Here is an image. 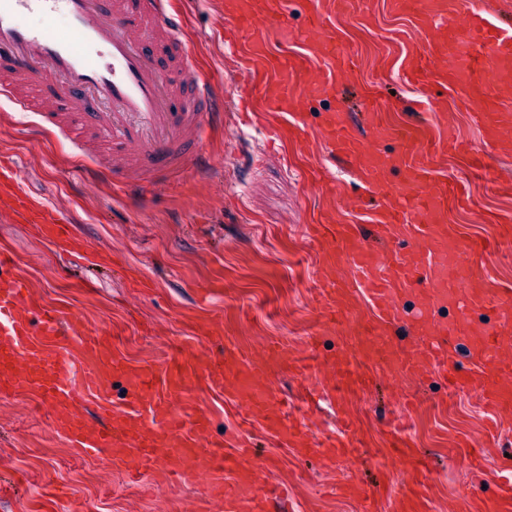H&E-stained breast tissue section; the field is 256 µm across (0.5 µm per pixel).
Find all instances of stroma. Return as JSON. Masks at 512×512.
Here are the masks:
<instances>
[{
  "instance_id": "obj_1",
  "label": "stroma",
  "mask_w": 512,
  "mask_h": 512,
  "mask_svg": "<svg viewBox=\"0 0 512 512\" xmlns=\"http://www.w3.org/2000/svg\"><path fill=\"white\" fill-rule=\"evenodd\" d=\"M356 12L326 18V31L347 45L355 69L335 97L310 100L296 121L278 131L247 126L241 98L248 85L224 45L221 0H189L184 13L187 46L208 80L222 85L229 114L199 142L219 172L216 179L188 167L161 190L110 184L87 186V165L61 135L38 132L35 115L18 111L0 94V165L14 168L26 190L61 210L72 233L92 251L110 255L95 266L84 256L62 255L28 225L0 222V249L14 272L29 279L34 297L61 315L81 313L89 326L112 334V352L131 366L148 367L189 347L204 370L221 344L246 349L262 361L269 343L294 348L288 370L267 374L275 393L292 401L291 414L313 448L298 455L281 446L258 417L242 425L245 407L231 391L200 384L196 406L184 421L205 414L210 437L226 447L246 445L240 472L224 475L235 486L241 473L256 484H281L287 512H390L391 498L405 485L420 484L418 512H476L458 495L466 483L478 496L495 498L502 487L499 466L512 456V415L490 423L478 395L449 390L443 373L388 371L356 360L372 385L344 391L328 382V364L353 358L348 322L319 323L317 298L325 253L310 226L332 210L337 223L368 232L374 215L360 206L364 190L354 170L333 158L316 139L324 113L339 108L358 130L367 127L375 96L391 102L384 120L404 126L430 122L427 95L443 110L467 153L436 160L438 178L461 193L448 203L447 224L463 243H479L470 258L476 288L512 289V194L491 189V170L512 183V138L485 146L479 99L465 86L428 89L407 77V58L421 50L418 20L397 12L391 0H365ZM219 321L220 335L203 328ZM403 416L398 431L408 447L428 458L431 469L414 470L413 456L393 455L390 419ZM349 420L354 456L333 455L322 441ZM0 512H198L208 490L203 477L172 486L149 472L128 481L105 452L86 453L60 435L52 413L32 394L0 398Z\"/></svg>"
}]
</instances>
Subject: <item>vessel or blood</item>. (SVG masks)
<instances>
[{"instance_id": "obj_1", "label": "vessel or blood", "mask_w": 512, "mask_h": 512, "mask_svg": "<svg viewBox=\"0 0 512 512\" xmlns=\"http://www.w3.org/2000/svg\"><path fill=\"white\" fill-rule=\"evenodd\" d=\"M356 0H312L305 40L308 53L274 56L271 35L287 34L289 0H237L231 15L241 35L235 61L256 92L261 111L284 120L297 116L306 99L327 97L336 90L339 73L311 68L312 57L345 61L349 50L323 27L329 13L354 10ZM401 13L419 17L426 37L423 50L412 55L408 68L422 85L468 84L492 89L484 110L497 144L512 133V86L499 81L500 65L512 61V25L497 17L468 13L460 0H392ZM28 15L46 19L44 27L25 23ZM62 20L61 30L50 24ZM0 91L22 111L38 116L43 127L68 132L80 152L92 157L91 189L111 179L156 188L180 176L187 166L208 169L204 157L191 153L211 120L224 112V93L203 77L187 50L178 0H0ZM379 101L369 114L371 136L360 139L344 113H325L319 136L331 150L353 159L362 180L381 197L377 237L385 244H405L393 261L365 245L358 231L327 220L313 230L323 248L338 261L362 271L360 286L375 310L373 319L359 320L370 352L397 362L405 374L425 367L447 372L455 388H469L496 414L512 412V348L499 327L473 331L467 317L447 324L419 319L423 341L394 359L391 329L399 319L401 289L429 280L420 293L421 307L453 304L460 309L494 303L503 317L512 316V293L492 289L476 292L470 285L469 245L451 234L446 224L453 185L433 181L430 159L457 148L455 137L435 138L429 126L388 127ZM391 139L397 153H383L378 144ZM403 170L401 181L387 178L392 167ZM32 225L66 253L85 245L69 235L67 222L54 208L31 196L17 172L0 170V220ZM383 275H374V268ZM320 322L332 327L353 317L352 285L338 269L322 274ZM468 339L478 354V369L458 375L448 369V355L459 339ZM288 343H272L264 362L253 363L240 350L225 347L205 377L216 387L231 383L250 414L262 417L286 446L305 441L288 419L286 400L263 383L268 369L288 364ZM165 376L164 389L154 384ZM119 377L149 420L115 412L96 425L80 421L75 406L105 390ZM196 371L187 359L165 363L160 370L134 369L112 352L107 332L89 330L79 313L60 316L38 305L29 283L10 272L0 258V394H35L54 415V425L79 447L106 451L126 476L161 474L181 483L204 472L208 495L219 512H267L270 489L226 486L224 474L238 469L241 455L207 439L210 421L199 416L180 425L175 402L195 395Z\"/></svg>"}]
</instances>
